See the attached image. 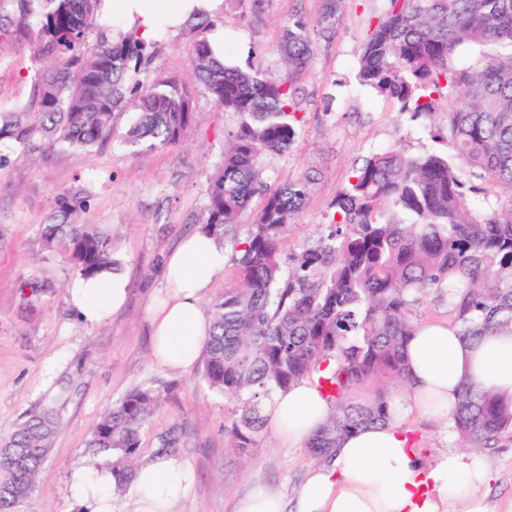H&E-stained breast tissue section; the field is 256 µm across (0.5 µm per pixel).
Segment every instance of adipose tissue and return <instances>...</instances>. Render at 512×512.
Segmentation results:
<instances>
[{
	"label": "adipose tissue",
	"instance_id": "obj_1",
	"mask_svg": "<svg viewBox=\"0 0 512 512\" xmlns=\"http://www.w3.org/2000/svg\"><path fill=\"white\" fill-rule=\"evenodd\" d=\"M224 0H104L103 15L113 36L136 34L145 43L173 37L194 10L217 15ZM228 253L203 232L185 236L166 256L162 277L168 294L153 303L152 357L162 367L192 371L213 323L204 300ZM128 296L119 272L76 277L66 302L77 319L96 326L118 314ZM409 407L445 418L452 414L463 386L512 400V325L477 339L460 336L448 323L420 325L405 346ZM330 405L315 383L303 379L277 391L261 409L264 426L291 448L304 446L329 417ZM189 466L173 455L141 457L133 481L130 512H173L188 492ZM490 478L475 455L447 452L423 462L400 418L359 429L345 438L332 461L312 467L293 500L275 487L255 483L241 496L236 512H448L462 497L466 512H489L477 489ZM112 474L75 464L68 476L70 500L82 512H112Z\"/></svg>",
	"mask_w": 512,
	"mask_h": 512
}]
</instances>
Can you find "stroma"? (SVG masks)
<instances>
[{
    "instance_id": "1",
    "label": "stroma",
    "mask_w": 512,
    "mask_h": 512,
    "mask_svg": "<svg viewBox=\"0 0 512 512\" xmlns=\"http://www.w3.org/2000/svg\"><path fill=\"white\" fill-rule=\"evenodd\" d=\"M317 7V0H266L257 13L249 0H225L219 20L244 37L240 65L281 75L286 67L275 48L283 29L299 18L313 21ZM381 7V0H346L336 38L316 40L312 66L297 78L304 122L290 150L267 157V186L276 189L306 171L315 182L280 243L284 259L318 237L331 201L356 162L387 148L413 155L447 148L426 131L430 124L445 126V112L428 118L400 113L394 102L355 78L368 24ZM205 34V29L188 28L158 42L143 66L145 77L191 79L185 47ZM34 73L27 44L0 51V108L31 102ZM192 90L197 120L174 147L134 154L115 138L87 149L41 147L21 155L0 145L6 160L0 167V428L47 407L62 418L29 512H77L65 487L72 464L87 459L92 422L148 382L160 387L163 398L142 432V453L158 451L160 436L175 429L181 433L178 455L192 468V488L175 512H234L254 482L294 497L314 464L306 448L285 447L265 429L249 456L239 455L232 427L240 401L211 389L200 370L171 371L151 358L149 307L166 293L160 275L163 256L200 230L207 184L224 156V132L236 123L200 85ZM72 195L86 204L77 221L111 228L115 254L129 281L126 308L95 327L82 325L68 309L65 289L76 271L60 256L43 252L39 240L40 226L57 200ZM32 275L55 280L51 298H23L21 283ZM54 357L60 358V369L46 389L45 367ZM400 417L427 461L463 451L459 436L441 434L439 422L405 408ZM484 458L493 477L479 487V495L492 512H512V434L485 451Z\"/></svg>"
}]
</instances>
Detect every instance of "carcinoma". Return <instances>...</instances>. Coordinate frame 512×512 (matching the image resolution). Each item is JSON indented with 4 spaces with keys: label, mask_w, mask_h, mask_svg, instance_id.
<instances>
[{
    "label": "carcinoma",
    "mask_w": 512,
    "mask_h": 512,
    "mask_svg": "<svg viewBox=\"0 0 512 512\" xmlns=\"http://www.w3.org/2000/svg\"><path fill=\"white\" fill-rule=\"evenodd\" d=\"M0 34L29 46L41 65L33 105L0 110V143L23 154L89 148L114 136L135 151L177 144L195 120L193 93L178 76L147 80L152 46L104 35L102 0H7ZM345 0H319L315 24L288 25L278 51L288 74L265 75L217 61L207 39L186 46L192 72L224 111L240 118L224 133V157L210 178L203 229L231 249L234 281L213 299L202 377L244 400L234 426L237 453H250L262 419L254 400L319 374L332 407L308 439V453L332 460L355 430L391 420L383 393L359 404L349 391L380 375L405 378L403 347L419 327L415 309L430 296L448 301V323L466 338L512 324V0H383L369 22L357 79L413 117L446 111L451 153H371L337 191L322 234L291 263L280 242L304 208L314 178L270 191L264 161L295 141L296 77L314 56L311 30L336 37ZM99 32L95 47L87 42ZM136 115L117 132V114ZM260 198L253 206L254 198ZM41 225L42 250L79 275L116 270L112 233L72 219L78 200ZM161 401L139 386L93 423L89 462L106 466L112 492L132 484L141 434ZM464 445L491 450L512 433V401L464 388L451 416ZM61 418L52 409L0 430V512H25L39 487Z\"/></svg>",
    "instance_id": "cac0c4a2"
}]
</instances>
